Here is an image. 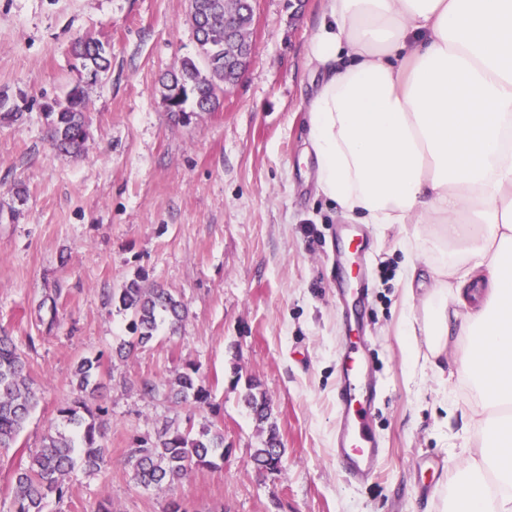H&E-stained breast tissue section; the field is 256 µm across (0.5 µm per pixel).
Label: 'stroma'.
I'll return each instance as SVG.
<instances>
[{"label": "stroma", "instance_id": "stroma-1", "mask_svg": "<svg viewBox=\"0 0 512 512\" xmlns=\"http://www.w3.org/2000/svg\"><path fill=\"white\" fill-rule=\"evenodd\" d=\"M322 0H256L255 51L237 87L212 112L174 123L159 79L198 44L188 0H0V92L26 96L23 120L0 123V334L24 348L38 402L14 448L0 452V512L10 472L59 424L77 397V362L103 354L107 474H75L45 512H441L458 472L477 457L479 402L465 379L442 385L410 357L403 334V268L412 224H370L363 334L381 397L371 428L385 451L379 473L347 479L333 455L334 400L346 328L332 251L345 217L322 197L307 150L305 105L320 80L306 49ZM107 43L108 74L91 80L70 54L79 38ZM88 91L81 156L56 154L44 99L74 84ZM183 299L188 316L129 357L112 350L126 319L108 296L137 274ZM199 369L224 432L221 467L163 489L137 486L135 441L186 410L143 394L146 380ZM259 379L273 407L284 467L258 473L262 437L240 401L236 376Z\"/></svg>", "mask_w": 512, "mask_h": 512}]
</instances>
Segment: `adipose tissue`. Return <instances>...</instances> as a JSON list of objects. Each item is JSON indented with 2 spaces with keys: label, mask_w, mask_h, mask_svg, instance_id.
<instances>
[{
  "label": "adipose tissue",
  "mask_w": 512,
  "mask_h": 512,
  "mask_svg": "<svg viewBox=\"0 0 512 512\" xmlns=\"http://www.w3.org/2000/svg\"><path fill=\"white\" fill-rule=\"evenodd\" d=\"M308 50L320 194L362 224H413L404 332L434 363L453 336L484 439L450 512H512V0H324ZM461 286L449 289V276Z\"/></svg>",
  "instance_id": "ef3b65f1"
}]
</instances>
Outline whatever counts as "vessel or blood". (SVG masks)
<instances>
[{"mask_svg":"<svg viewBox=\"0 0 512 512\" xmlns=\"http://www.w3.org/2000/svg\"><path fill=\"white\" fill-rule=\"evenodd\" d=\"M364 249V237L360 229L337 228V255L355 257ZM342 293L352 304L348 311L349 316L358 317V308L368 295L365 270H358L351 276ZM361 346V340L349 341L336 391V463L346 476L355 481H364L377 475L384 455V450L370 427V417L378 398V386L367 373L360 355Z\"/></svg>","mask_w":512,"mask_h":512,"instance_id":"b4317fda","label":"vessel or blood"}]
</instances>
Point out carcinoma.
Here are the masks:
<instances>
[{
	"mask_svg": "<svg viewBox=\"0 0 512 512\" xmlns=\"http://www.w3.org/2000/svg\"><path fill=\"white\" fill-rule=\"evenodd\" d=\"M188 18L195 29L198 55L185 58L180 67L161 83L164 101L174 100L180 111L170 113L175 123L194 114L213 112L221 104L224 88V22L236 32H252L253 15L249 0H189ZM71 55L92 80L111 66L103 42L80 38ZM87 93L80 83L47 106L52 148L79 156L88 137ZM23 116V107L0 93V121L14 122ZM112 305L126 317L130 339L121 342L113 353L128 357L136 348L154 342L161 332L175 334L182 325L187 307L170 290L148 282L139 275L112 289ZM103 355L82 358L74 371L73 382L79 392H95L102 387ZM149 397L163 396L176 406L189 410L186 426L165 427L155 439H142L130 460L132 479L145 489H160L186 478L199 468H217L224 462V432L213 423L194 422V415L213 408L211 392L188 366L170 380L143 383ZM242 402L257 427L265 434L254 449L251 461L260 471H279L283 466L279 429L273 417L271 400L259 381L246 380ZM37 404L33 382L25 370L22 350L15 339L0 336V449L15 445L26 419ZM66 431H48L41 449L11 475L13 499L9 512H44L48 499H63L75 468L89 474L106 470L110 449L102 442L104 422L80 398L64 402L58 410Z\"/></svg>",
	"mask_w": 512,
	"mask_h": 512,
	"instance_id": "carcinoma-1",
	"label": "carcinoma"
}]
</instances>
